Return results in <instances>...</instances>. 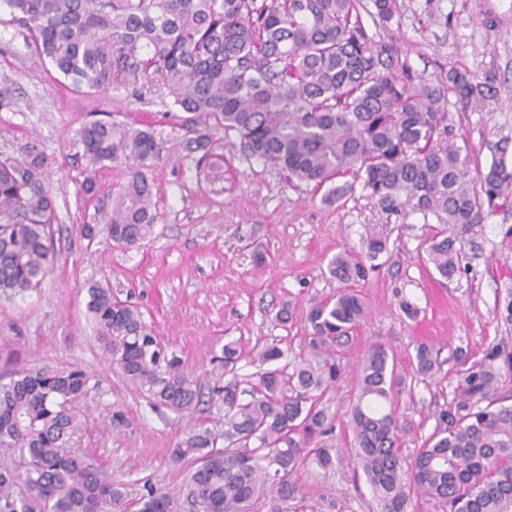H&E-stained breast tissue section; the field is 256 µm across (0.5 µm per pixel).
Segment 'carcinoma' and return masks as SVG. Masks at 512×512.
I'll list each match as a JSON object with an SVG mask.
<instances>
[{
  "label": "carcinoma",
  "mask_w": 512,
  "mask_h": 512,
  "mask_svg": "<svg viewBox=\"0 0 512 512\" xmlns=\"http://www.w3.org/2000/svg\"><path fill=\"white\" fill-rule=\"evenodd\" d=\"M34 54L47 59L75 91L124 89L143 95L161 85L187 114L184 149L197 153V174L224 180V134L236 133L248 158L290 181L328 189L339 198L359 182L381 208L402 201L433 215L440 228L426 242L428 262L452 280L462 246L488 211L512 202V169L494 162L474 179L467 159L448 145V96L481 102L485 87L457 68L433 81L411 73L400 48L377 41L365 26L362 0H0ZM374 15L392 18L398 0H373ZM73 145L85 161L81 185L92 221L109 225L115 245H141L159 219L153 170L166 151L148 124L92 120ZM125 168L108 192L97 173ZM53 160L32 142L0 146V300L41 288L52 270L55 202ZM345 284L314 299L299 353L277 343L258 352L257 371L241 375L240 356L224 344V427L202 423L179 440L176 463L189 464L175 492L150 489L137 512H288L303 499L292 476L310 463L328 470L334 419L322 406L341 374L338 346L366 315L358 291L369 269L344 251L328 265ZM86 313L112 366L153 401L192 414L201 402L196 379L168 356L139 309L88 288ZM440 365L418 347L413 372L434 377ZM512 375V353L495 347L465 370L454 409L413 458L401 453L398 397L406 376L377 343L358 371V395L347 412L354 465L381 512H408L410 496L446 512H512V403L499 394L501 372ZM92 390L78 368L21 369L0 383V448L18 463L0 470V512H127L121 484L83 455L88 432L81 406Z\"/></svg>",
  "instance_id": "1"
}]
</instances>
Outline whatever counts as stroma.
Returning a JSON list of instances; mask_svg holds the SVG:
<instances>
[{"label":"stroma","mask_w":512,"mask_h":512,"mask_svg":"<svg viewBox=\"0 0 512 512\" xmlns=\"http://www.w3.org/2000/svg\"><path fill=\"white\" fill-rule=\"evenodd\" d=\"M386 22L365 18L377 39L395 42L411 71L427 79L450 67L467 70L490 87L480 105L448 102L450 139L474 170L495 161L512 169V0H399ZM8 11L0 12V144L34 142L54 159L51 192L57 222L55 265L39 291L0 302V378L45 364L77 367L94 385L83 413L89 430L82 448L90 461L122 483L129 497L149 488L176 489L185 477L174 464L175 443L188 419L155 406L149 394L110 365L85 315L86 289L110 284L114 295L140 307L182 369L204 394L223 384L217 362L236 343L241 373L267 343L298 353L303 320L276 326L279 304L305 311L311 300L336 293L327 265L349 250L364 256L372 239L386 249L359 289L367 315L343 347L335 391L322 400L335 419L332 443L347 449L353 436L346 411L356 399V368L369 348L384 344L408 374L400 397L402 453L410 457L434 434L460 394V354L478 360L495 346L512 352V206L489 212L464 246V269L442 279L427 262L424 242L438 228L434 216L403 206L389 214L361 188L335 202L323 191L288 182L272 168L246 159L236 137L224 141V191L196 176L195 157L182 147L183 115L167 93L141 102L130 91L72 92L50 64L27 47ZM119 121H146L166 141L154 173L160 217L139 247H116L107 224L89 219L80 194L85 177L71 141L98 112ZM507 152H498L501 141ZM430 345L441 369L433 378L412 376L420 344ZM304 498L297 512H379L363 479L347 459L325 471L294 476Z\"/></svg>","instance_id":"stroma-1"}]
</instances>
